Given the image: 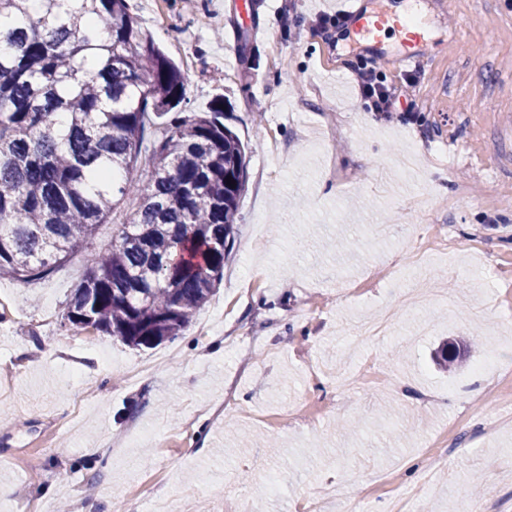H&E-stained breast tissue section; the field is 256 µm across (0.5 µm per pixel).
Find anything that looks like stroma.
<instances>
[{
	"label": "stroma",
	"instance_id": "stroma-1",
	"mask_svg": "<svg viewBox=\"0 0 512 512\" xmlns=\"http://www.w3.org/2000/svg\"><path fill=\"white\" fill-rule=\"evenodd\" d=\"M253 2L271 40H243L231 0H130L180 67L187 111L223 103L247 147L234 248L214 296L152 349L61 318L133 200L48 277L0 280V512H214L219 499L299 512L321 498L325 512H384L396 492L411 512H512V0H406L430 33L412 69L399 33L377 49L357 37L359 15L395 0H356L340 24L321 0ZM371 56L390 84L415 78V120L363 108L352 69ZM392 307L388 337L354 344L358 321ZM453 338L482 350L451 377L430 353ZM489 355L498 392L462 397ZM342 358L401 390L343 388ZM142 362L152 374L129 382ZM225 399L221 418L200 414ZM489 414L508 422L483 428ZM442 433L449 458L426 473Z\"/></svg>",
	"mask_w": 512,
	"mask_h": 512
}]
</instances>
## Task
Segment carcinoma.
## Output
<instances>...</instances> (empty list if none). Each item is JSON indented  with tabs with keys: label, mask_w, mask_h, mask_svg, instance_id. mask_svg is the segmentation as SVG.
I'll return each mask as SVG.
<instances>
[{
	"label": "carcinoma",
	"mask_w": 512,
	"mask_h": 512,
	"mask_svg": "<svg viewBox=\"0 0 512 512\" xmlns=\"http://www.w3.org/2000/svg\"><path fill=\"white\" fill-rule=\"evenodd\" d=\"M0 44V277L47 276L133 198L62 319L135 348L176 339L224 279L246 187L224 109L176 111L185 78L128 0H0ZM461 358L456 341L435 352Z\"/></svg>",
	"instance_id": "cac0c4a2"
}]
</instances>
